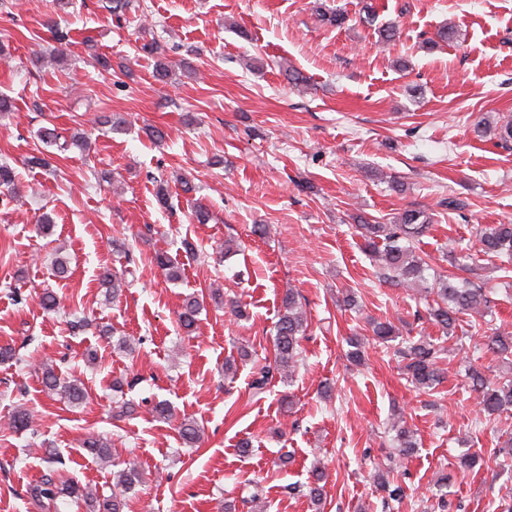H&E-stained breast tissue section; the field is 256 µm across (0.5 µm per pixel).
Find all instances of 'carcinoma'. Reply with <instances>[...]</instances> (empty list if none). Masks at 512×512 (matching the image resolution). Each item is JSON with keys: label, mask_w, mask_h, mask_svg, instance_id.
Masks as SVG:
<instances>
[{"label": "carcinoma", "mask_w": 512, "mask_h": 512, "mask_svg": "<svg viewBox=\"0 0 512 512\" xmlns=\"http://www.w3.org/2000/svg\"><path fill=\"white\" fill-rule=\"evenodd\" d=\"M39 139L47 146H56L65 151L71 148L85 149L87 139L81 133L68 138L63 137L55 127L45 126L38 131ZM16 195V175L12 167L0 165V204L5 206ZM432 224V216L425 209H406L391 224H371L361 221L356 225L365 242V247L373 254L378 263L381 277L403 288H421L426 293L436 295L430 306V319L448 338H453L456 325L462 316L471 317V327L480 332L489 314L491 298L488 289L468 280L459 279L451 274L438 277L437 287H427L424 276L429 264L416 254L415 243L420 241ZM481 251L487 255L512 257V224H494L480 232ZM152 262L170 281L182 277L179 262L164 252L154 254ZM101 285L116 298L122 294L123 282L119 275L105 268L100 272ZM200 302L197 298L188 299L179 313L181 328L188 334L195 331ZM308 328L306 311L298 299V292L290 288L282 298V309L275 325L273 341V364L262 367L251 381V388L258 393L264 392L274 374L282 371L293 372L301 353V344ZM373 340L388 343L401 337L399 328L389 320L375 321L372 326ZM486 351L494 356H512V336L502 333L482 335ZM443 348L431 341L410 342L398 349L402 357L407 379L418 390L435 389L443 379L439 366ZM471 391L479 406L478 415L489 421L491 417L512 406V376L496 375L492 378L474 369L469 375ZM42 383L49 393L62 395L74 406L83 402L86 394L81 382L66 380L58 374L52 364L42 367ZM10 428L15 431L31 430L28 410L20 407L10 418ZM400 443L399 454L405 455L415 447L413 431L404 425L393 423ZM82 447L92 457L108 462L112 459V446L100 438L90 437L83 441ZM64 458L56 453L47 457V469L38 482L30 489L36 501L55 505L63 498L81 502L86 512H124L127 506L122 492L142 481V473L132 465L113 473L114 486L121 493L110 497H99L88 487L63 476ZM314 483L308 487V495L313 504L318 505L323 498L324 471L315 467Z\"/></svg>", "instance_id": "cac0c4a2"}]
</instances>
